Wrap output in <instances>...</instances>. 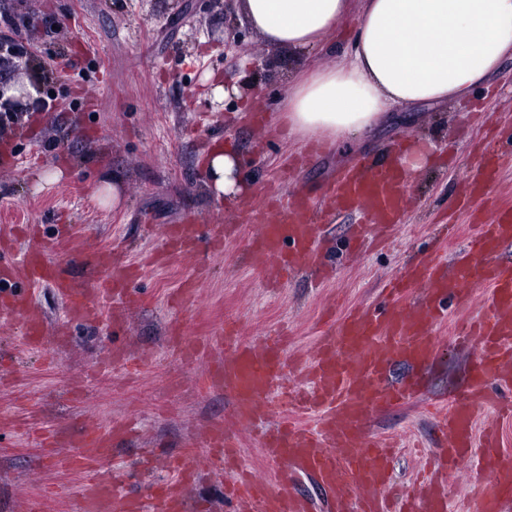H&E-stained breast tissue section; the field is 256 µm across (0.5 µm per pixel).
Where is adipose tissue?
Here are the masks:
<instances>
[{
    "label": "adipose tissue",
    "mask_w": 512,
    "mask_h": 512,
    "mask_svg": "<svg viewBox=\"0 0 512 512\" xmlns=\"http://www.w3.org/2000/svg\"><path fill=\"white\" fill-rule=\"evenodd\" d=\"M268 50L305 55L353 19L357 35L335 63L294 75L278 116L287 135L336 145L397 106L465 101L512 60V0H241ZM206 187L234 199L248 188L240 153L214 143Z\"/></svg>",
    "instance_id": "obj_1"
}]
</instances>
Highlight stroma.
Returning <instances> with one entry per match:
<instances>
[{"label": "stroma", "mask_w": 512, "mask_h": 512, "mask_svg": "<svg viewBox=\"0 0 512 512\" xmlns=\"http://www.w3.org/2000/svg\"><path fill=\"white\" fill-rule=\"evenodd\" d=\"M0 14L34 46L26 65L0 78V89L26 83L38 99L53 104L48 112H21L0 128V155L7 157L0 162V226L40 228L37 241L22 237L14 243L13 259L40 246L87 288L89 257L118 241L122 259L141 266L130 289L145 301L128 309L113 299L105 304L104 321L77 323L52 288L30 287L52 338L31 349L19 328L0 331V364L10 372L0 381V512H23V497L31 493L45 495L44 512H71L79 478L38 468L46 450L34 430L105 427L116 420L130 421L133 432L108 465L142 494L169 475L160 466L139 471L141 449L180 450L201 442L220 420L239 434L243 465L272 482L288 477L313 500L314 512H327L330 494L311 474L270 464L257 443L259 425L240 424L226 394L198 388V367L170 343L169 327L180 325L193 338L232 324L241 339L254 340L284 326L287 354L305 358L326 310L340 315L377 303L384 282L398 276L423 245L445 257L462 248L475 225L494 217L492 208L463 211L457 202L482 174L478 147L486 132L512 136V61L491 89L475 90L468 103L408 108L403 122L383 125L365 140L350 139L338 151L286 137L276 118L292 72L334 62L336 45L354 33L353 21L341 22L322 49L294 59L269 53L235 0H0ZM219 77L250 88L255 118H240L236 99L215 98ZM426 128L440 131L433 161L412 173L404 220L387 246L349 245L355 218L341 213L320 227L327 278L317 280L306 268L281 277L246 261L250 236L268 218L262 212L241 226L222 254L210 255L213 223L236 222L234 201L205 189L201 156L212 139L237 148L252 197L262 198L285 167L288 192L315 197L343 172L385 158L395 144L417 140ZM112 179L120 181L122 199L108 206L97 191ZM187 217L201 226L197 255L147 264L162 226ZM448 223L455 227L450 238L441 230ZM189 278L197 284L195 302L175 305ZM462 317L449 311L436 327L437 357L417 374V395L369 419L376 436L418 442L401 448L392 462L397 486L411 484L420 456L439 451L430 405L462 395L471 376L472 351L454 335ZM114 348L150 359L135 370L102 366ZM194 464L199 474L187 495L197 512H233L224 498L225 473L201 456Z\"/></svg>", "instance_id": "1"}]
</instances>
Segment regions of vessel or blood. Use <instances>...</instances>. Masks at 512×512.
I'll return each instance as SVG.
<instances>
[{
    "label": "vessel or blood",
    "mask_w": 512,
    "mask_h": 512,
    "mask_svg": "<svg viewBox=\"0 0 512 512\" xmlns=\"http://www.w3.org/2000/svg\"><path fill=\"white\" fill-rule=\"evenodd\" d=\"M480 162L485 177L468 191L475 209L489 197L498 169L493 156H482ZM330 194L337 207L369 215L370 225L356 224L351 229L352 240L360 242L368 228L387 230L400 224L408 183L395 165L386 164L349 171ZM199 229L193 220L166 226L159 246L162 259L193 253ZM316 235L308 199L295 197L276 219L260 225L250 237V262L257 269L276 267L285 272L303 264L319 265ZM12 236V231L0 229V327L22 323L28 346H42L49 333L30 295L13 291L15 283L50 285L75 321L100 320L101 301L113 297L139 303V296L129 289L137 274L133 265L117 264L109 255L99 254L93 286L82 291L47 259L42 248L31 249L25 263H15L9 257ZM511 243L512 211L497 210L490 223L478 225L455 254L453 265H444L436 250H427L383 288L381 305L355 308L323 326L311 355L303 361L286 358L280 335L259 342L236 341L228 347L223 337L205 343L176 328L171 340L191 361L198 359L202 346L217 350V357L202 367L200 385L229 395L239 423L270 416L273 402L287 406V414L260 435L261 451L270 463L308 472L324 489L335 492V512H447L448 473L477 442L486 450L484 474L476 485L481 512H512V453L500 450L495 426H476L477 410L493 388L512 386V261L498 258ZM478 292L483 295L481 306L456 328L457 338L474 347L475 367L467 390L432 411L446 454L443 460L426 465L419 492L392 495L390 462L398 443L374 436L366 420L373 410L394 405L413 392L411 382L388 383L391 368L398 363L418 367L433 361L437 354L433 333L447 305L467 306ZM313 413L318 419L311 429L301 419ZM126 430L122 421L104 430H70L67 455L41 459V466L81 474L74 512H189L181 489L191 483V462L201 451L231 474L224 496L236 502L237 512L312 510L311 501L299 495L288 479L272 483L241 469L239 439L220 421L209 426L201 448L172 456L173 481L142 500L123 491L106 468L113 446L123 440Z\"/></svg>",
    "instance_id": "vessel-or-blood-1"
}]
</instances>
